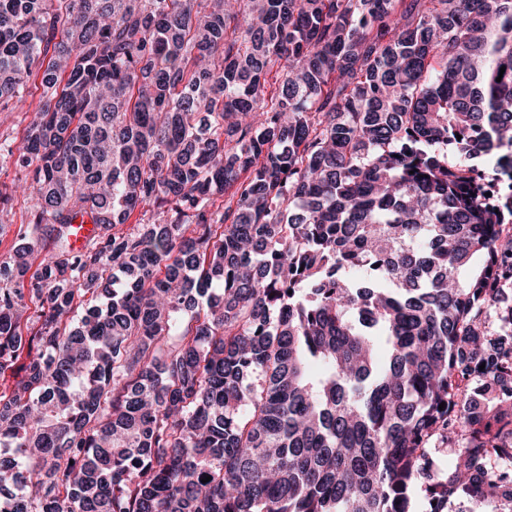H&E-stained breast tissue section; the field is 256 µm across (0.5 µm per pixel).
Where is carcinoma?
I'll list each match as a JSON object with an SVG mask.
<instances>
[{"mask_svg":"<svg viewBox=\"0 0 512 512\" xmlns=\"http://www.w3.org/2000/svg\"><path fill=\"white\" fill-rule=\"evenodd\" d=\"M40 71L0 512H512V0H0ZM66 232L68 233V239L71 247L79 249L98 233V225L91 224L87 219L83 224L78 220L76 224H69L66 227Z\"/></svg>","mask_w":512,"mask_h":512,"instance_id":"obj_1","label":"carcinoma"}]
</instances>
